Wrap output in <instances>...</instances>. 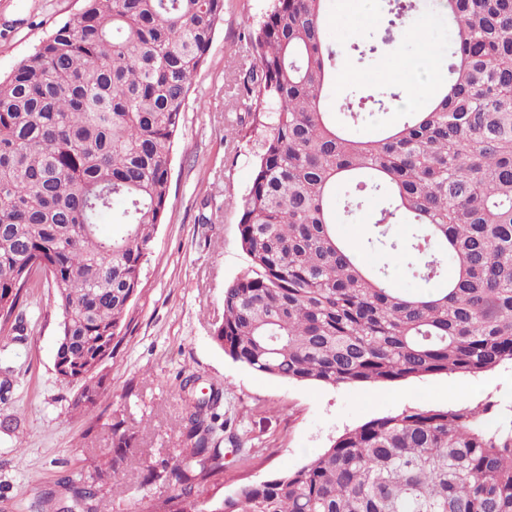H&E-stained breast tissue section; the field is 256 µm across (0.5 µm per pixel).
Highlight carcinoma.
<instances>
[{
  "label": "carcinoma",
  "instance_id": "obj_1",
  "mask_svg": "<svg viewBox=\"0 0 512 512\" xmlns=\"http://www.w3.org/2000/svg\"><path fill=\"white\" fill-rule=\"evenodd\" d=\"M324 2L272 0L245 28L240 106L275 112L237 203L249 265L224 288L213 341L255 372L332 387L512 361V0H438L454 31L448 79L370 139L326 108L339 53ZM415 9L392 0L379 31L351 45L357 61L393 43ZM223 15L224 0H83L0 79V337L24 330L30 289H54L56 373L80 384L73 407L86 414L165 219L172 149ZM400 99L356 91L336 110L355 124ZM340 193L349 216L379 201L357 244L337 232ZM401 221L415 225L405 239L390 232ZM367 252L445 284L405 293ZM180 389L190 447L146 466V482L174 493L143 496L142 512H512V415L490 428L489 405L373 419L291 473L202 500L198 487L224 474L222 392L202 393L193 375ZM126 458L119 444L61 484L98 512L103 495L125 494Z\"/></svg>",
  "mask_w": 512,
  "mask_h": 512
}]
</instances>
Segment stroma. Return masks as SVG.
<instances>
[{
    "instance_id": "obj_1",
    "label": "stroma",
    "mask_w": 512,
    "mask_h": 512,
    "mask_svg": "<svg viewBox=\"0 0 512 512\" xmlns=\"http://www.w3.org/2000/svg\"><path fill=\"white\" fill-rule=\"evenodd\" d=\"M268 0H224V20L207 65L195 76L170 164L165 220L143 264L132 321L111 358L100 368L104 390L94 414L73 409L76 385L55 371L61 314L50 288L33 289L27 299L22 339L0 341V512H32L40 493L70 505L62 476L78 471L88 457L116 448L119 437L132 448L124 464L129 491L111 505L113 512H136L138 500L163 498L171 485L145 484L147 464L179 454L187 443L182 429L184 401L179 381L198 376L199 386L224 393L226 420L224 479L199 488L203 498L223 496L242 481L260 482L297 470L346 431L370 420L406 410L438 409L457 399L512 406V362L475 375H428L395 382L397 399L379 403L376 384L326 386L288 382L254 372L225 356L212 340L224 312V288L247 267L237 236L235 203L250 187L257 139L231 134L241 112L237 79L252 59L242 42L249 19ZM81 0H0V78ZM354 0H327L324 32L341 49L340 64L352 71V86L380 90L387 84L407 89L430 76L445 78L447 63L429 47L452 36L435 0H417L411 26H423L419 39L406 36L371 61L347 55L358 39L376 33L383 21L382 0H369L370 13L356 20ZM250 450L247 459L231 455L233 437Z\"/></svg>"
}]
</instances>
